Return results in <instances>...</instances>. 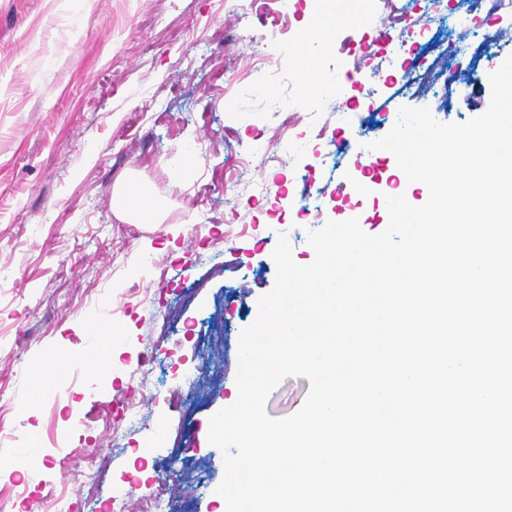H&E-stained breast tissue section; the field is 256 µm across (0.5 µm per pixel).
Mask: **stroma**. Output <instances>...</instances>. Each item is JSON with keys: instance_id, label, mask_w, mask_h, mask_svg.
Listing matches in <instances>:
<instances>
[{"instance_id": "1", "label": "stroma", "mask_w": 512, "mask_h": 512, "mask_svg": "<svg viewBox=\"0 0 512 512\" xmlns=\"http://www.w3.org/2000/svg\"><path fill=\"white\" fill-rule=\"evenodd\" d=\"M394 3L456 45L484 44L445 66L469 84L467 101L403 91L400 59L384 54L386 8L351 24L320 16V0H291L275 31L246 0H0V432L17 439L0 446L1 496L22 480L25 448L38 474L25 512H50L61 492L72 512H98L80 476L91 454L107 475L101 498L125 493L128 512L156 492L168 512H215L224 460L209 419L237 398L239 337L274 285L278 233L305 266L307 233L327 221L383 232L400 182L395 158L369 142L403 106L442 123L484 113L488 76L512 54V16L485 21L470 0L437 12ZM344 42L372 89L346 113L308 76L340 69ZM261 56L279 77L256 90ZM282 152L283 166L240 163ZM368 174L372 193L360 188ZM131 178L151 186L159 223L113 213ZM306 183L319 209L300 217L290 201ZM104 293L122 333L102 377L81 359ZM60 353L72 359L66 386L51 369ZM99 380L108 394L87 397ZM309 388L284 378L267 414L296 413Z\"/></svg>"}]
</instances>
